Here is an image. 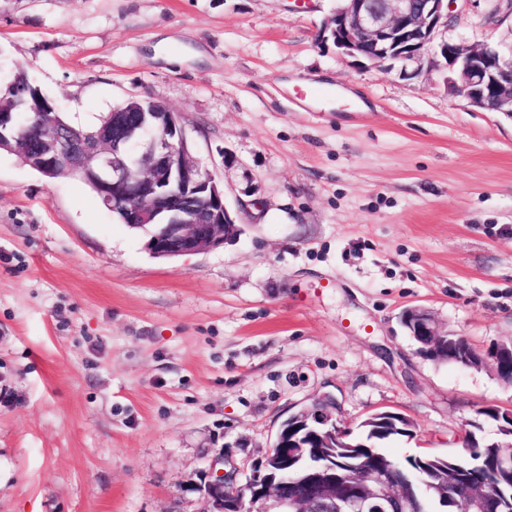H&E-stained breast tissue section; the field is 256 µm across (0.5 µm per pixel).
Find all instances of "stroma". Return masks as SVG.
<instances>
[{
  "label": "stroma",
  "instance_id": "obj_1",
  "mask_svg": "<svg viewBox=\"0 0 512 512\" xmlns=\"http://www.w3.org/2000/svg\"><path fill=\"white\" fill-rule=\"evenodd\" d=\"M336 0H0V77L72 124L133 96L181 113L242 232L153 257L81 180L0 154V512H199L216 450L262 456L325 393L357 427L406 416L395 458L498 439L512 386L419 355L428 310L512 337V117L446 67L405 78L322 42ZM448 39L512 44V0H458ZM333 97H295L294 80Z\"/></svg>",
  "mask_w": 512,
  "mask_h": 512
}]
</instances>
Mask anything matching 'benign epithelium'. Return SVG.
<instances>
[{"instance_id": "obj_1", "label": "benign epithelium", "mask_w": 512, "mask_h": 512, "mask_svg": "<svg viewBox=\"0 0 512 512\" xmlns=\"http://www.w3.org/2000/svg\"><path fill=\"white\" fill-rule=\"evenodd\" d=\"M325 18L322 41L363 67L400 65L399 73L416 76L424 66L443 60L449 70L448 92L470 106L512 117V46L469 45L442 37L452 18L455 0H336ZM140 112L114 109L109 125L84 132L61 123L53 112L0 113V145L24 159L48 178L72 175L89 179L108 210L123 211L132 229L155 228L146 243L159 257L176 258L205 253L233 240L240 227L225 202L224 189L202 169L185 135L180 113L163 101L147 97ZM401 323L416 337L417 352L433 357L439 344L448 343V361L499 374L512 369V337L485 352L461 336L442 333L431 314L406 309ZM336 398L325 393L310 407L290 417L317 429V441L334 439L352 448V432L337 420ZM297 459L310 456V444L288 447L277 432L266 454L250 468L219 449L189 490L200 495V512H414L412 503L390 471L355 461L352 472L341 473L317 461L299 473L301 488L285 494L257 481L258 470L284 453ZM446 497L465 512H500L498 489L485 481L473 488L467 482L448 486Z\"/></svg>"}]
</instances>
